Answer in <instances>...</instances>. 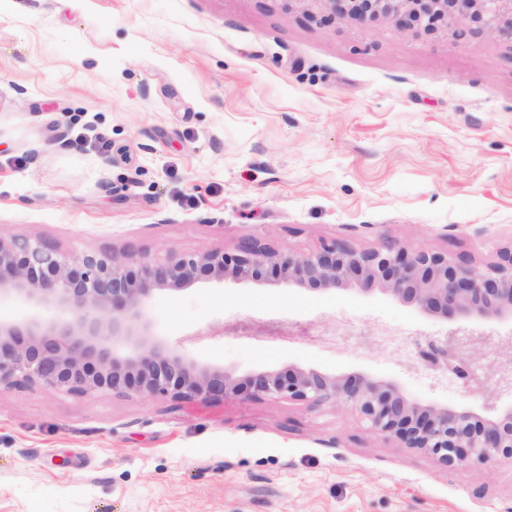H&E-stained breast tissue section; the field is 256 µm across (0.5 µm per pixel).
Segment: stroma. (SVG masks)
I'll return each instance as SVG.
<instances>
[{
	"label": "stroma",
	"instance_id": "1",
	"mask_svg": "<svg viewBox=\"0 0 512 512\" xmlns=\"http://www.w3.org/2000/svg\"><path fill=\"white\" fill-rule=\"evenodd\" d=\"M0 236L60 251L512 247V47L310 18L304 0H0ZM151 332L242 378L371 375L512 403V323L379 291L218 283ZM484 332L469 383L422 351ZM0 512H512V461L449 468L349 406L0 388Z\"/></svg>",
	"mask_w": 512,
	"mask_h": 512
}]
</instances>
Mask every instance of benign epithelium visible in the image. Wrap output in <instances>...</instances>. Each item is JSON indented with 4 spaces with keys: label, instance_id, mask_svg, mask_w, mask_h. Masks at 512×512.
Returning a JSON list of instances; mask_svg holds the SVG:
<instances>
[{
    "label": "benign epithelium",
    "instance_id": "obj_1",
    "mask_svg": "<svg viewBox=\"0 0 512 512\" xmlns=\"http://www.w3.org/2000/svg\"><path fill=\"white\" fill-rule=\"evenodd\" d=\"M307 2L324 20L348 19L367 31L382 23L427 35L446 28L458 41L485 36L512 45V0ZM204 277L274 279L311 290L355 282L436 318L512 320V248L481 270L429 250H358L336 241L288 255L245 240L231 251L168 250L149 258L130 252L67 256L40 240L0 236V303L21 298L35 309L22 322L0 318V387L31 383L76 395L188 402L222 401L243 385L256 400L348 405L379 435L446 467L472 458L512 461V404H493L481 416L412 399L369 376L314 370H262L240 380L154 341L147 312L155 294L188 289Z\"/></svg>",
    "mask_w": 512,
    "mask_h": 512
}]
</instances>
